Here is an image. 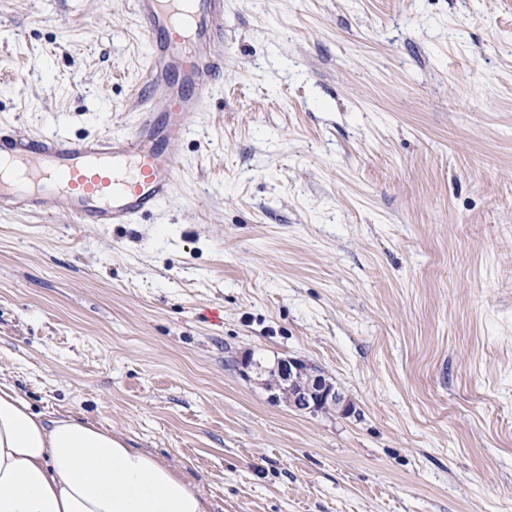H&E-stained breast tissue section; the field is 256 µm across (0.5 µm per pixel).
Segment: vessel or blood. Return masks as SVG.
I'll list each match as a JSON object with an SVG mask.
<instances>
[{"label":"vessel or blood","instance_id":"1","mask_svg":"<svg viewBox=\"0 0 512 512\" xmlns=\"http://www.w3.org/2000/svg\"><path fill=\"white\" fill-rule=\"evenodd\" d=\"M148 100L132 130L92 138L0 128V213L131 224L174 194L191 113L224 81V0H136Z\"/></svg>","mask_w":512,"mask_h":512}]
</instances>
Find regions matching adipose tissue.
Returning a JSON list of instances; mask_svg holds the SVG:
<instances>
[{"instance_id":"obj_1","label":"adipose tissue","mask_w":512,"mask_h":512,"mask_svg":"<svg viewBox=\"0 0 512 512\" xmlns=\"http://www.w3.org/2000/svg\"><path fill=\"white\" fill-rule=\"evenodd\" d=\"M0 512H208L170 464L0 382Z\"/></svg>"}]
</instances>
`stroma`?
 Returning <instances> with one entry per match:
<instances>
[{
  "mask_svg": "<svg viewBox=\"0 0 512 512\" xmlns=\"http://www.w3.org/2000/svg\"><path fill=\"white\" fill-rule=\"evenodd\" d=\"M147 58L135 0H0V124L130 130ZM190 124L135 223L0 217V378L210 512H512V0H225ZM304 372L314 374V386H302ZM277 374L279 387H288V393L294 392L290 397V404L299 411L315 414L322 410H336L341 415H348L352 410L351 404L336 390L332 382L301 359L289 358L280 361L277 364Z\"/></svg>",
  "mask_w": 512,
  "mask_h": 512,
  "instance_id": "obj_1",
  "label": "stroma"
}]
</instances>
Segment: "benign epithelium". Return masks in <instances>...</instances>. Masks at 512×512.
<instances>
[{
    "label": "benign epithelium",
    "mask_w": 512,
    "mask_h": 512,
    "mask_svg": "<svg viewBox=\"0 0 512 512\" xmlns=\"http://www.w3.org/2000/svg\"><path fill=\"white\" fill-rule=\"evenodd\" d=\"M305 372L314 374V386L304 387L301 380ZM279 385L292 392L290 404L299 411L315 414L334 410L342 415L351 412V404L320 372L301 359L290 358L277 364Z\"/></svg>",
    "instance_id": "benign-epithelium-1"
}]
</instances>
